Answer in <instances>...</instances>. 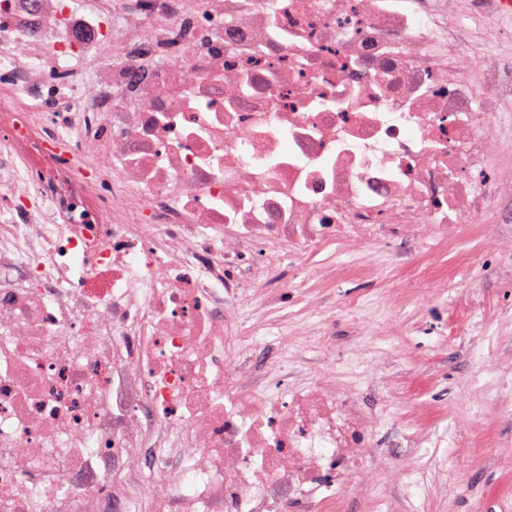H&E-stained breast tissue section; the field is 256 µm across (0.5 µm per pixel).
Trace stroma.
<instances>
[{
    "mask_svg": "<svg viewBox=\"0 0 512 512\" xmlns=\"http://www.w3.org/2000/svg\"><path fill=\"white\" fill-rule=\"evenodd\" d=\"M463 23L466 52L480 61L471 70L478 94L488 87L481 67L512 68V16L495 0H453ZM489 224L462 226L448 246V285L431 294V320L462 324L457 335L389 336L392 312L387 291L397 273L393 257L370 247L382 268L376 288H340L337 301L351 300L354 315L336 316L326 334L302 350L307 370L336 361L339 381L357 386L376 406L380 422L399 419L412 426L421 406L445 434L438 448H414L405 455L408 473H428L426 488L404 493L392 464L370 467L363 488L349 491L348 512H512V276L505 249L493 248ZM393 353L384 371L352 369L347 358ZM414 376V400L386 398L377 383Z\"/></svg>",
    "mask_w": 512,
    "mask_h": 512,
    "instance_id": "35a3bbf8",
    "label": "stroma"
}]
</instances>
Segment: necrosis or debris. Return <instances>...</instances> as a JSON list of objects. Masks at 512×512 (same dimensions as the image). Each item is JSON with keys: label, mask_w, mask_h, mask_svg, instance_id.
Listing matches in <instances>:
<instances>
[{"label": "necrosis or debris", "mask_w": 512, "mask_h": 512, "mask_svg": "<svg viewBox=\"0 0 512 512\" xmlns=\"http://www.w3.org/2000/svg\"><path fill=\"white\" fill-rule=\"evenodd\" d=\"M135 3L0 0V512H345L432 428L380 435L240 314L376 287L371 244L446 287L432 249L512 228V116L448 0Z\"/></svg>", "instance_id": "obj_1"}]
</instances>
